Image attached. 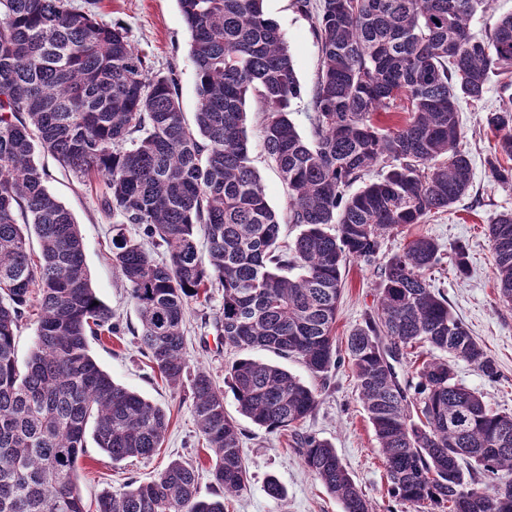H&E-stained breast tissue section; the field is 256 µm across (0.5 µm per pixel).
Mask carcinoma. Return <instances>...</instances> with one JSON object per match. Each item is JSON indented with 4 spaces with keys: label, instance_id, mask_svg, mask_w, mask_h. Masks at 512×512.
Returning a JSON list of instances; mask_svg holds the SVG:
<instances>
[{
    "label": "carcinoma",
    "instance_id": "carcinoma-1",
    "mask_svg": "<svg viewBox=\"0 0 512 512\" xmlns=\"http://www.w3.org/2000/svg\"><path fill=\"white\" fill-rule=\"evenodd\" d=\"M263 2L177 0L197 77L191 126L174 73L153 72L123 28L71 0H0V512H89L77 485L87 435L119 462L151 455L168 429L159 406L114 382L90 355L89 338L118 326L104 303L94 304L79 226L49 191L40 151L106 180V208L120 217L112 264L136 305L138 342L170 387L189 383L198 432L215 458L212 481L224 490L221 499L200 497L194 467L173 460L146 482L104 493L96 512H226L224 500L247 489L224 392L186 360L191 302L222 289L215 325L224 345L299 358L324 382L341 362L334 325L342 269L379 259L376 316L348 336L347 356L389 494L413 512H512V415L455 381L452 358L492 382L500 373L427 280L440 245L418 237L379 258L386 235L469 189L457 104L480 99L491 75L512 73V14L484 40L470 23L488 0H321L308 140L289 111L302 86ZM249 93L266 107L263 146L290 190L289 223L300 227L284 247L250 161ZM403 99L408 117L382 124L381 113ZM486 124L496 138L491 176L512 183V167L499 160H512V98ZM380 163L389 167L382 180L346 195ZM127 224L168 259L127 236ZM488 236L499 297L511 305L512 212ZM33 309L35 344L21 366L16 335ZM413 355L423 360L415 378L403 379L397 365ZM226 379L241 415L291 432L342 512H371L334 446L298 432L318 406L317 390L247 355L226 368Z\"/></svg>",
    "mask_w": 512,
    "mask_h": 512
}]
</instances>
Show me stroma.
<instances>
[{"instance_id": "obj_1", "label": "stroma", "mask_w": 512, "mask_h": 512, "mask_svg": "<svg viewBox=\"0 0 512 512\" xmlns=\"http://www.w3.org/2000/svg\"><path fill=\"white\" fill-rule=\"evenodd\" d=\"M74 4L90 7L105 24L121 25L134 48L148 56L154 70L175 72L184 117L193 121L197 109L196 72L189 55V31L177 0H74ZM264 9L287 41L303 87L301 98L291 104L292 119L302 136H310L311 90L321 59L313 18L299 12L295 0H265ZM510 95L512 85H507L504 77L494 76L481 100L459 99L460 146L468 153L473 169L469 190L448 211L395 230L382 246L383 253L390 254L418 236L439 242L445 259L432 272L431 286L447 298L452 314L483 345L500 370L499 380L490 382L468 363L458 360L454 363L455 379L479 392L490 408L505 414H512V307L505 306L498 295L487 228L500 214L512 211V184L498 183L489 172L487 160L494 152L496 139L486 126L485 116ZM246 110L252 164L260 175L270 206L284 218L282 241H292L299 229L285 221L288 188L267 157L261 138L264 106L251 96ZM40 161L50 174L49 188L71 211L79 226L92 286L120 324L119 334L90 339L91 355L113 381L160 406L169 417L162 446L149 458H129L116 463L95 443H88L78 463V484L89 512H94L102 491L122 489L125 483L135 479L150 480L175 459L197 467L201 497H221V490L212 482L210 452L199 437L190 401L184 392L166 384L137 344L138 313L129 289L109 257L112 226L117 219L101 205L105 192L103 181L85 183L47 154ZM459 244L468 252L469 270L463 276L456 274L449 261ZM345 281L335 325L336 346L340 349L344 348L351 330L364 325L377 306L378 277L374 267L350 262ZM222 303L221 289L212 290L209 300L191 304L184 324L190 368H205L219 387L224 384L225 367L238 356L237 351L224 346L216 335L214 322ZM224 408L235 417L241 430L242 455L249 470V486L231 499L229 512H342L339 501L304 467L289 433L266 431L239 415L232 393H225ZM300 431L333 444L343 465L372 503L374 512H411L409 506L388 493L379 443L358 398L349 364H342L331 373L321 389L318 407L301 424ZM271 477L283 485V498L275 499L266 493L265 484Z\"/></svg>"}]
</instances>
